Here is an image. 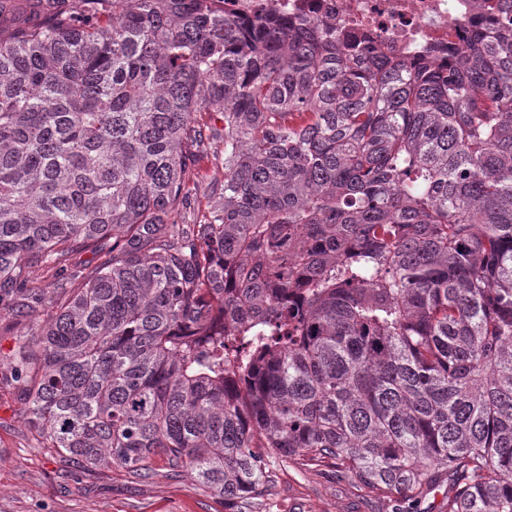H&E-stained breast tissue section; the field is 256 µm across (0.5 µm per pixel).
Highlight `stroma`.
Instances as JSON below:
<instances>
[{"instance_id": "stroma-1", "label": "stroma", "mask_w": 512, "mask_h": 512, "mask_svg": "<svg viewBox=\"0 0 512 512\" xmlns=\"http://www.w3.org/2000/svg\"><path fill=\"white\" fill-rule=\"evenodd\" d=\"M40 304L22 320L0 310V355L20 335L49 319L51 273L35 270L29 283ZM0 366V512H386L376 493L337 479L336 467L301 468L270 454L267 491L246 505L211 495L187 471L175 472L162 457L136 478L121 467L83 469L39 447L17 397L19 386Z\"/></svg>"}]
</instances>
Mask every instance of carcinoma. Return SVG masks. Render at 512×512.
I'll return each instance as SVG.
<instances>
[{
  "mask_svg": "<svg viewBox=\"0 0 512 512\" xmlns=\"http://www.w3.org/2000/svg\"><path fill=\"white\" fill-rule=\"evenodd\" d=\"M35 267L42 447L246 502L270 448L390 512L444 476L447 512H512V18L442 65L221 0H0L1 310ZM197 169L200 175L197 184V196L200 207L203 210L210 196V188L208 186L209 180L205 178V175H211L214 169V159L212 156V151L200 157L197 163Z\"/></svg>",
  "mask_w": 512,
  "mask_h": 512,
  "instance_id": "1",
  "label": "carcinoma"
}]
</instances>
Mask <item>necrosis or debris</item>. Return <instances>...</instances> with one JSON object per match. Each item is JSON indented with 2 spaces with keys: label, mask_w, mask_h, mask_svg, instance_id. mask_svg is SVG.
<instances>
[{
  "label": "necrosis or debris",
  "mask_w": 512,
  "mask_h": 512,
  "mask_svg": "<svg viewBox=\"0 0 512 512\" xmlns=\"http://www.w3.org/2000/svg\"><path fill=\"white\" fill-rule=\"evenodd\" d=\"M501 5L512 11V0H225L224 11L241 20L270 13L313 20L332 32L373 35L403 58L435 50L444 59L469 23Z\"/></svg>",
  "instance_id": "4bbe7bcc"
}]
</instances>
